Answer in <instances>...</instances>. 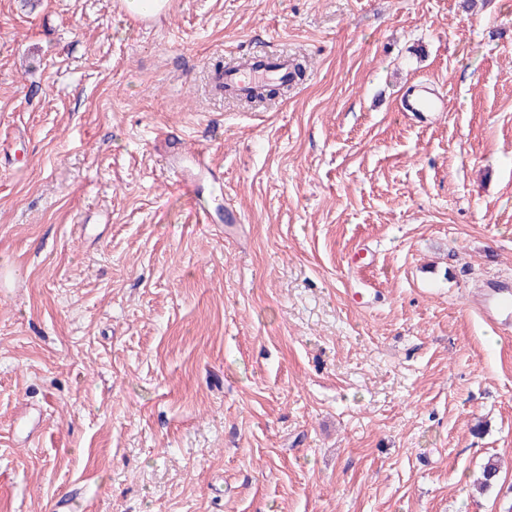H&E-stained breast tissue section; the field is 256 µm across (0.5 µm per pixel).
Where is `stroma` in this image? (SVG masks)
I'll return each instance as SVG.
<instances>
[{"label":"stroma","instance_id":"stroma-1","mask_svg":"<svg viewBox=\"0 0 512 512\" xmlns=\"http://www.w3.org/2000/svg\"><path fill=\"white\" fill-rule=\"evenodd\" d=\"M0 272V512H512V0H0ZM235 61H242V64L233 71L222 73L218 79L224 98L239 101L255 86L288 81V54L262 50L258 55ZM403 108L406 112H445L447 105L429 87L416 86L406 92ZM165 153L171 161H177L180 164L182 169L179 172V178L182 183H186L189 174L192 182L198 187L200 178L207 175L205 171L194 163L196 152L188 150L185 147L169 152L166 146ZM477 314L485 322L504 328L512 326V281L492 279L487 283Z\"/></svg>","mask_w":512,"mask_h":512}]
</instances>
